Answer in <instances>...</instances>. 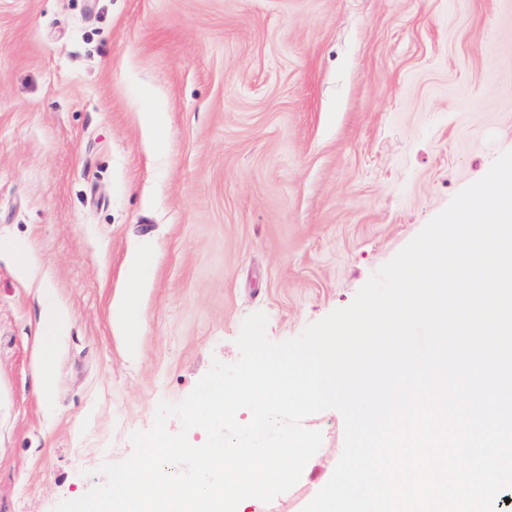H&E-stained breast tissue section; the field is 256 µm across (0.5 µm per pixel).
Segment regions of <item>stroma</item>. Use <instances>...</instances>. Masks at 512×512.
<instances>
[{
    "instance_id": "35a3bbf8",
    "label": "stroma",
    "mask_w": 512,
    "mask_h": 512,
    "mask_svg": "<svg viewBox=\"0 0 512 512\" xmlns=\"http://www.w3.org/2000/svg\"><path fill=\"white\" fill-rule=\"evenodd\" d=\"M507 151L512 0H0V512L102 484L248 315L280 342L348 306ZM145 243L133 361L110 305ZM303 425L322 445L267 512L341 456L338 410ZM45 299L40 320V361L46 364L56 339L63 335L68 324V315L52 299L49 289L45 290Z\"/></svg>"
}]
</instances>
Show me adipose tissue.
<instances>
[{
	"label": "adipose tissue",
	"instance_id": "ef3b65f1",
	"mask_svg": "<svg viewBox=\"0 0 512 512\" xmlns=\"http://www.w3.org/2000/svg\"><path fill=\"white\" fill-rule=\"evenodd\" d=\"M152 249L143 246L129 258V284L123 295L111 303V322L113 329L123 336L125 348L130 358L140 354V338L143 322L138 309L140 288L147 279L151 269Z\"/></svg>",
	"mask_w": 512,
	"mask_h": 512
}]
</instances>
